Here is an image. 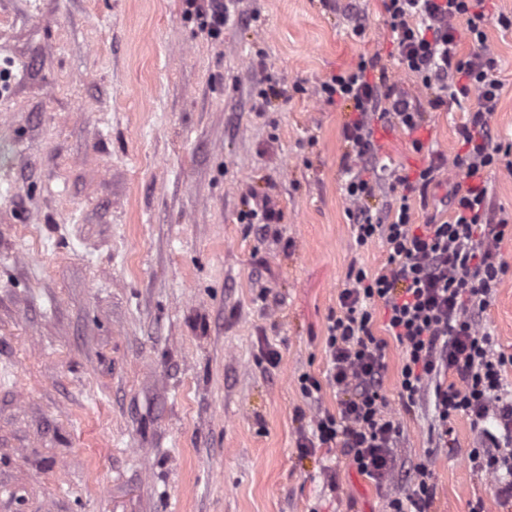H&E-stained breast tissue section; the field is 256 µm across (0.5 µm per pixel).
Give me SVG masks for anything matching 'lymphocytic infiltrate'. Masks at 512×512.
<instances>
[{"mask_svg":"<svg viewBox=\"0 0 512 512\" xmlns=\"http://www.w3.org/2000/svg\"><path fill=\"white\" fill-rule=\"evenodd\" d=\"M486 0H382L387 30L401 69L414 80L407 91L391 83L377 58L360 59L356 68L322 82L320 100L351 108L355 117L343 129L350 146L343 189L345 214L358 246L382 241L385 265L377 272L350 267L338 295L339 309L329 317L326 374L299 376L302 396L320 402L324 390L336 395L335 410L318 411L312 428L296 445L301 454L339 450L360 476L384 488L398 477L395 448L399 422L388 416L384 379L386 348L402 351L398 381L405 409L426 406L430 433L447 444L449 425L460 415L479 429L471 467L494 480L500 498L512 500V394L505 374L512 354L495 348L480 319L500 280L512 270L498 257L505 236H512V215L491 203V176H512V142L494 140L492 124L503 85L499 62L486 29H512V18L491 15ZM471 49L458 51L461 39ZM432 108L476 100L458 128L462 153L453 161L431 154L414 172L386 171L377 127H397L413 135L411 147L425 149L414 133L422 125L421 95ZM388 187L387 210L369 201ZM445 187L443 211L417 223L416 198ZM384 313L385 337L374 334L377 313ZM404 494L387 497L385 512H430L435 476L428 460L409 474Z\"/></svg>","mask_w":512,"mask_h":512,"instance_id":"f902f5d3","label":"lymphocytic infiltrate"}]
</instances>
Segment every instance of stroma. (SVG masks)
<instances>
[{
    "label": "stroma",
    "mask_w": 512,
    "mask_h": 512,
    "mask_svg": "<svg viewBox=\"0 0 512 512\" xmlns=\"http://www.w3.org/2000/svg\"><path fill=\"white\" fill-rule=\"evenodd\" d=\"M359 5L360 36L332 0H231L213 39L185 0H0V512H382L340 452L296 446L312 415L297 379L327 369L348 269L386 259L345 215L354 114L315 94L363 56L400 73L381 0ZM487 36L507 140L512 30ZM260 55L287 88L263 106ZM463 117L428 107L416 134L376 139L413 171L460 152ZM248 189L277 199V238L238 223ZM483 321L512 354V272ZM386 361L432 512H512L467 461L470 420L433 447L398 397L396 345Z\"/></svg>",
    "instance_id": "obj_1"
}]
</instances>
